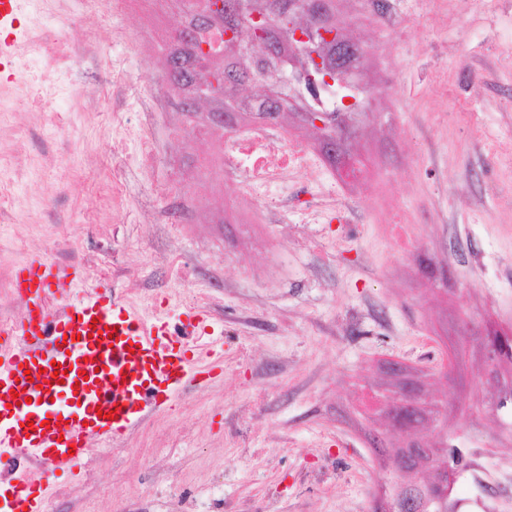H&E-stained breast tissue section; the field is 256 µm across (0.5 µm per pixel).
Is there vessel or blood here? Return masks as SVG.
Masks as SVG:
<instances>
[{"label": "vessel or blood", "instance_id": "1", "mask_svg": "<svg viewBox=\"0 0 512 512\" xmlns=\"http://www.w3.org/2000/svg\"><path fill=\"white\" fill-rule=\"evenodd\" d=\"M19 0H0V66L12 64L23 32ZM27 315L0 321V458L23 453L43 467L44 483L14 477L0 512H43L47 482L74 474L91 451L121 444L171 394L224 373V357L204 309L186 331L101 287L74 299L76 273L50 258H32L13 283ZM65 369L63 380L51 364ZM38 402L29 408L28 399Z\"/></svg>", "mask_w": 512, "mask_h": 512}]
</instances>
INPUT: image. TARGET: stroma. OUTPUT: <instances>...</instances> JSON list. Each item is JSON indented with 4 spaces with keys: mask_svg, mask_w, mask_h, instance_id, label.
<instances>
[{
    "mask_svg": "<svg viewBox=\"0 0 512 512\" xmlns=\"http://www.w3.org/2000/svg\"><path fill=\"white\" fill-rule=\"evenodd\" d=\"M182 11L25 0L0 72V319L23 318L12 278L45 256L164 300L172 330L207 307L224 342L222 379L94 447L43 512H375L386 452L413 441L460 450L454 512H512V362L482 346L512 333V0H335L366 47L355 173L294 174L308 191L277 224L232 206L209 104L167 102ZM397 409L394 412L396 421L400 424L414 420L419 415L417 393L411 386H406L395 399Z\"/></svg>",
    "mask_w": 512,
    "mask_h": 512,
    "instance_id": "obj_1",
    "label": "stroma"
}]
</instances>
